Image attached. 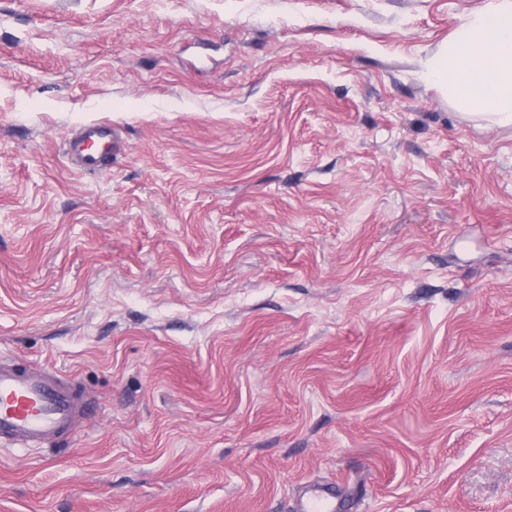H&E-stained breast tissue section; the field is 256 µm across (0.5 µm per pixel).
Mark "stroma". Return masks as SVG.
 <instances>
[{
    "label": "stroma",
    "mask_w": 512,
    "mask_h": 512,
    "mask_svg": "<svg viewBox=\"0 0 512 512\" xmlns=\"http://www.w3.org/2000/svg\"><path fill=\"white\" fill-rule=\"evenodd\" d=\"M486 4L0 0V357L90 402L0 512H512V125L429 75ZM112 150L111 127L91 124L69 140L67 155L80 171L96 172L101 169L102 158L112 153Z\"/></svg>",
    "instance_id": "1"
}]
</instances>
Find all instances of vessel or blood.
<instances>
[{
  "mask_svg": "<svg viewBox=\"0 0 512 512\" xmlns=\"http://www.w3.org/2000/svg\"><path fill=\"white\" fill-rule=\"evenodd\" d=\"M112 150L110 126L91 124L69 140L67 155L80 171L96 172ZM86 413V402L70 381L48 370L0 361V442L45 444L73 429Z\"/></svg>",
  "mask_w": 512,
  "mask_h": 512,
  "instance_id": "1",
  "label": "vessel or blood"
}]
</instances>
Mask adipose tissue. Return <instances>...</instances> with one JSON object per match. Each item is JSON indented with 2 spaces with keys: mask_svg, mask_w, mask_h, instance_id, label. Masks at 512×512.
Segmentation results:
<instances>
[{
  "mask_svg": "<svg viewBox=\"0 0 512 512\" xmlns=\"http://www.w3.org/2000/svg\"><path fill=\"white\" fill-rule=\"evenodd\" d=\"M431 78L489 123L512 125V0H488L439 50Z\"/></svg>",
  "mask_w": 512,
  "mask_h": 512,
  "instance_id": "obj_1",
  "label": "adipose tissue"
}]
</instances>
